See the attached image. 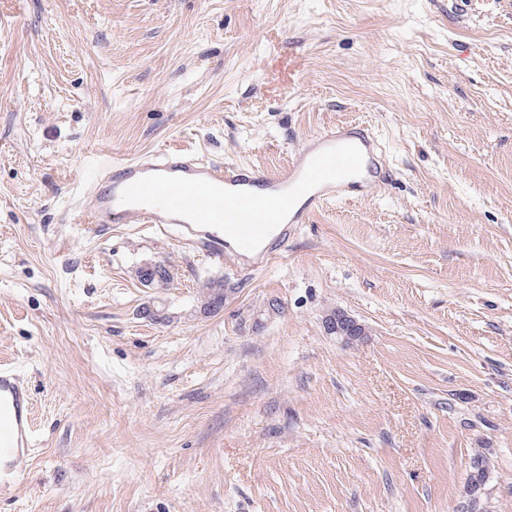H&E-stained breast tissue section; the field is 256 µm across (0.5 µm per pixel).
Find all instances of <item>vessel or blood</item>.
I'll use <instances>...</instances> for the list:
<instances>
[{
  "label": "vessel or blood",
  "instance_id": "vessel-or-blood-1",
  "mask_svg": "<svg viewBox=\"0 0 512 512\" xmlns=\"http://www.w3.org/2000/svg\"><path fill=\"white\" fill-rule=\"evenodd\" d=\"M386 162L372 133L337 126L295 150L286 168L266 172L157 149L106 164L92 188L88 224L174 225L182 242L214 262L235 257L260 269L321 206L363 194ZM32 408L15 370L0 367V488L33 448Z\"/></svg>",
  "mask_w": 512,
  "mask_h": 512
}]
</instances>
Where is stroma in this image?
Returning <instances> with one entry per match:
<instances>
[{
  "mask_svg": "<svg viewBox=\"0 0 512 512\" xmlns=\"http://www.w3.org/2000/svg\"><path fill=\"white\" fill-rule=\"evenodd\" d=\"M352 122L393 179L265 268L72 221L107 161ZM1 365L37 445L0 512H455L478 453L512 512V0H0ZM325 330L339 337L345 345L360 342L366 335L365 325L340 310L326 316Z\"/></svg>",
  "mask_w": 512,
  "mask_h": 512,
  "instance_id": "stroma-1",
  "label": "stroma"
}]
</instances>
